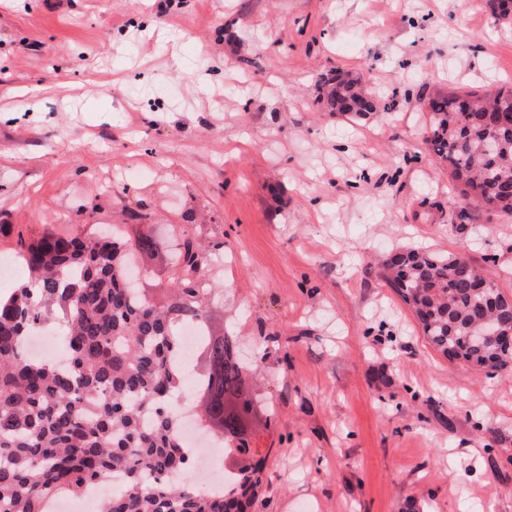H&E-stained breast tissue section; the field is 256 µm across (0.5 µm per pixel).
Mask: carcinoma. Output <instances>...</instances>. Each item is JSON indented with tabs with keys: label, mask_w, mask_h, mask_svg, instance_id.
I'll list each match as a JSON object with an SVG mask.
<instances>
[{
	"label": "carcinoma",
	"mask_w": 512,
	"mask_h": 512,
	"mask_svg": "<svg viewBox=\"0 0 512 512\" xmlns=\"http://www.w3.org/2000/svg\"><path fill=\"white\" fill-rule=\"evenodd\" d=\"M507 0H485L490 14L512 24ZM326 112L362 120L379 109L362 81L336 73L322 81ZM425 141L461 184L460 218L512 214V85L485 99L457 93L429 98ZM144 235L131 243L47 227L14 258L24 277L0 293V512H45L47 500L78 493L114 477L102 512H246L263 468L228 472L221 493H203L178 478L189 461L171 404L182 388L176 364L178 327L206 324L205 301L218 291L207 280L208 253L188 236L173 244L177 288L157 306L129 286L128 257L151 251ZM385 280L416 316L442 355L493 370L512 364L495 337L475 333L477 318L493 313L512 329V308L490 271L465 248L451 256L408 248L385 265ZM488 287L481 288L479 284ZM53 320L62 328L69 365L30 359L24 344ZM208 364L220 369L213 391L224 394L225 446L237 437L241 411L252 406L235 340L206 332Z\"/></svg>",
	"instance_id": "cac0c4a2"
}]
</instances>
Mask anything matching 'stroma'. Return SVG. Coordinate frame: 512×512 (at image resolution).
Wrapping results in <instances>:
<instances>
[{
	"mask_svg": "<svg viewBox=\"0 0 512 512\" xmlns=\"http://www.w3.org/2000/svg\"><path fill=\"white\" fill-rule=\"evenodd\" d=\"M361 74L379 112L317 102ZM512 83L484 0H0V258L46 227L197 237L250 375L256 512H512V368L448 360L379 275L467 247L512 298V216L459 217L436 93ZM176 93H166L167 85Z\"/></svg>",
	"mask_w": 512,
	"mask_h": 512,
	"instance_id": "stroma-1",
	"label": "stroma"
}]
</instances>
